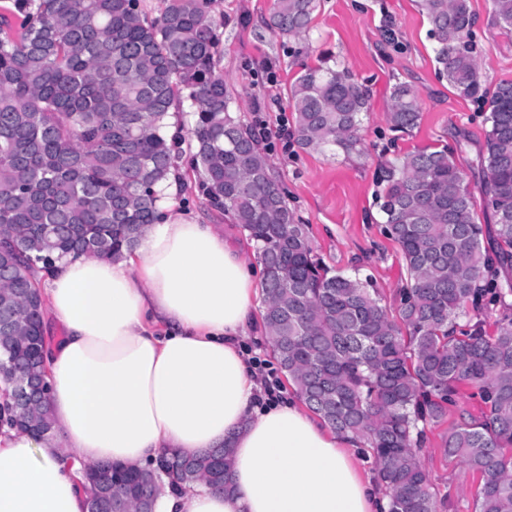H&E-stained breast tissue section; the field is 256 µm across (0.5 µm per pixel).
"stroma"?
Masks as SVG:
<instances>
[{"instance_id":"stroma-1","label":"stroma","mask_w":512,"mask_h":512,"mask_svg":"<svg viewBox=\"0 0 512 512\" xmlns=\"http://www.w3.org/2000/svg\"><path fill=\"white\" fill-rule=\"evenodd\" d=\"M487 86L512 79V34L496 25L490 0H471ZM272 0H216L223 54L220 69L231 93L230 110L249 128L259 122L276 126L287 109V93L302 67L318 65L330 55L333 65L349 68L369 90L363 123V151L344 155L318 150H270V172L302 223L308 224L314 252L322 263L347 274L372 275L384 304H392L404 277L401 251L382 232L375 200L381 163L414 149L461 145L460 169L471 189L479 181L472 171L485 144L482 111L459 98L438 74L434 43L420 0H316L310 30L286 39L268 26ZM408 84L418 97L421 119L407 133L391 131L386 119L396 82ZM174 208L186 219L217 225L225 237L244 247L256 262L248 237L230 215L211 208L193 173H184ZM458 410L447 422L429 427L421 461L447 506L444 512H476L479 477L456 460L444 458L442 436L459 411L480 415L483 403L463 387Z\"/></svg>"}]
</instances>
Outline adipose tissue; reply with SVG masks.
I'll list each match as a JSON object with an SVG mask.
<instances>
[{
  "mask_svg": "<svg viewBox=\"0 0 512 512\" xmlns=\"http://www.w3.org/2000/svg\"><path fill=\"white\" fill-rule=\"evenodd\" d=\"M44 283L64 330L45 359L53 427L0 429V512H87L82 466L223 446L230 491L165 489L155 512H387L352 436L298 395L260 399L242 346L258 328L255 270L216 225L168 214L134 250L56 260Z\"/></svg>",
  "mask_w": 512,
  "mask_h": 512,
  "instance_id": "obj_1",
  "label": "adipose tissue"
}]
</instances>
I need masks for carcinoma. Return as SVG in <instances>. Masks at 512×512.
<instances>
[{"mask_svg": "<svg viewBox=\"0 0 512 512\" xmlns=\"http://www.w3.org/2000/svg\"><path fill=\"white\" fill-rule=\"evenodd\" d=\"M214 0H164L148 18L140 0H12L0 13V381L40 370L36 336L40 266L67 256H119L166 217L160 182L178 176L184 150L170 118L190 102L189 162L211 207L231 214L262 263V319L274 357L307 406L366 442L388 512H443L419 453L469 385L486 411L462 412L443 438L446 457L476 472L478 512H512V80L485 85L470 31L469 0H420L439 74L464 100L488 104L474 192L456 150L415 149L379 168L375 199L406 271L396 316L369 279L331 272L313 255L255 134L231 115L217 68ZM315 0H273L268 25L283 37L310 28ZM512 32V0H492ZM387 120L415 128L420 104L394 84ZM294 139L304 150L361 145L368 95L347 68L299 72L288 92ZM483 202L493 227L476 221ZM492 238L496 248L482 245ZM501 308L496 334L457 333L469 311ZM31 428L52 425L49 400ZM176 460L172 491L204 481L230 490L228 448ZM153 472L112 465V507L150 512L139 485Z\"/></svg>", "mask_w": 512, "mask_h": 512, "instance_id": "obj_1", "label": "carcinoma"}]
</instances>
